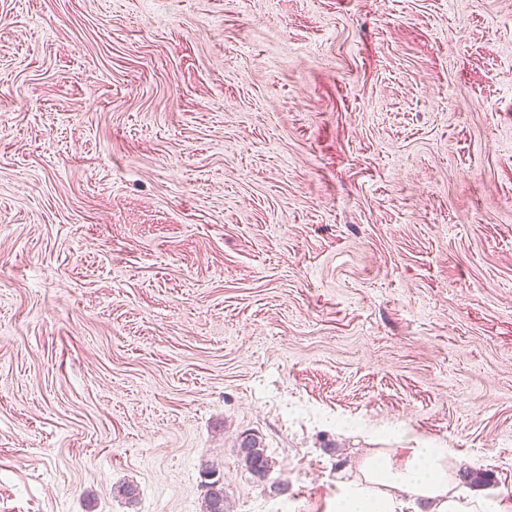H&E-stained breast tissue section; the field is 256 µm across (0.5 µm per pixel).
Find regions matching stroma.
Masks as SVG:
<instances>
[{
  "instance_id": "stroma-1",
  "label": "stroma",
  "mask_w": 512,
  "mask_h": 512,
  "mask_svg": "<svg viewBox=\"0 0 512 512\" xmlns=\"http://www.w3.org/2000/svg\"><path fill=\"white\" fill-rule=\"evenodd\" d=\"M424 442L512 492V0H0V512ZM239 449L247 469L259 478L265 477L269 469V459L260 443L253 437H245Z\"/></svg>"
}]
</instances>
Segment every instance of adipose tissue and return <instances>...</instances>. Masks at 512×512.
I'll return each mask as SVG.
<instances>
[{
	"label": "adipose tissue",
	"instance_id": "adipose-tissue-1",
	"mask_svg": "<svg viewBox=\"0 0 512 512\" xmlns=\"http://www.w3.org/2000/svg\"><path fill=\"white\" fill-rule=\"evenodd\" d=\"M428 506L429 512H512V499L484 495L459 497L448 487V451L423 445L396 459L391 448L369 454L358 475L345 482L335 512H404Z\"/></svg>",
	"mask_w": 512,
	"mask_h": 512
}]
</instances>
